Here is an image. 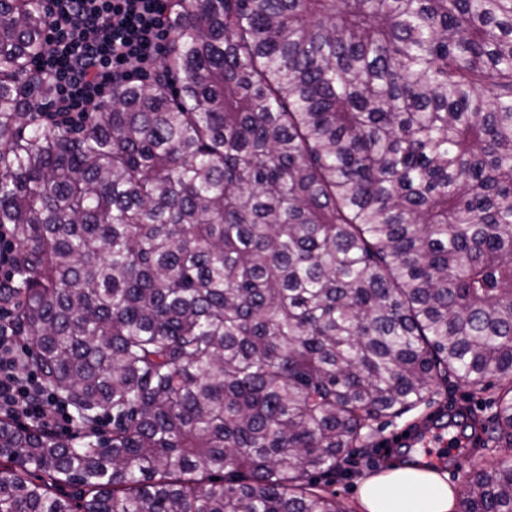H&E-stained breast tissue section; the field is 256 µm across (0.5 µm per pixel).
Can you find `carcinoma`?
<instances>
[{"mask_svg": "<svg viewBox=\"0 0 512 512\" xmlns=\"http://www.w3.org/2000/svg\"><path fill=\"white\" fill-rule=\"evenodd\" d=\"M171 13L80 132L0 0L18 364L81 430L0 417V512H344L315 478L451 377L512 448V0ZM460 508L512 512V458Z\"/></svg>", "mask_w": 512, "mask_h": 512, "instance_id": "obj_1", "label": "carcinoma"}]
</instances>
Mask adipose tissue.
<instances>
[{
    "label": "adipose tissue",
    "instance_id": "1",
    "mask_svg": "<svg viewBox=\"0 0 512 512\" xmlns=\"http://www.w3.org/2000/svg\"><path fill=\"white\" fill-rule=\"evenodd\" d=\"M364 512H453V488L437 472L406 466L366 478L360 486Z\"/></svg>",
    "mask_w": 512,
    "mask_h": 512
}]
</instances>
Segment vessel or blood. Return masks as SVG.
<instances>
[{
    "label": "vessel or blood",
    "instance_id": "1",
    "mask_svg": "<svg viewBox=\"0 0 512 512\" xmlns=\"http://www.w3.org/2000/svg\"><path fill=\"white\" fill-rule=\"evenodd\" d=\"M442 418L443 412L439 409L426 414L407 425L406 429L397 430L387 436L384 445L388 448H425L435 443L445 448L448 456L458 465L467 464L472 459V449L482 445L481 432L446 437L445 429L441 424Z\"/></svg>",
    "mask_w": 512,
    "mask_h": 512
}]
</instances>
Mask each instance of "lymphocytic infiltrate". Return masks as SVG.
<instances>
[{
  "label": "lymphocytic infiltrate",
  "mask_w": 512,
  "mask_h": 512,
  "mask_svg": "<svg viewBox=\"0 0 512 512\" xmlns=\"http://www.w3.org/2000/svg\"><path fill=\"white\" fill-rule=\"evenodd\" d=\"M170 0H43L48 49L34 62L52 81L48 122L77 127L97 111L105 94L141 80L159 66ZM12 232L0 225V416L50 432L77 431L67 405L18 365L13 291Z\"/></svg>",
  "instance_id": "1"
}]
</instances>
